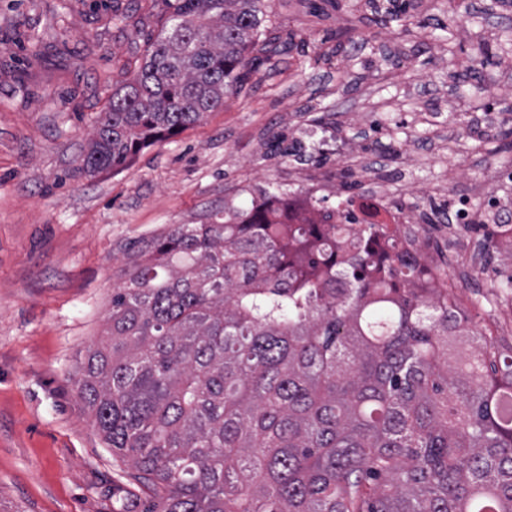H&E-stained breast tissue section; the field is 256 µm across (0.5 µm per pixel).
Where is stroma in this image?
I'll return each instance as SVG.
<instances>
[{
  "label": "stroma",
  "mask_w": 512,
  "mask_h": 512,
  "mask_svg": "<svg viewBox=\"0 0 512 512\" xmlns=\"http://www.w3.org/2000/svg\"><path fill=\"white\" fill-rule=\"evenodd\" d=\"M273 0L256 84L126 168L80 158L116 81L132 77L167 0H0V512H112L132 468L100 441L72 379L106 327L129 244L210 224L244 190L280 194L335 156L304 140L331 126L405 186L471 194L512 106V0ZM495 51L476 63L480 42ZM499 86L487 105L482 85ZM465 138L448 155L449 132ZM469 179H456L455 168ZM452 295L470 327L512 320V288L463 270Z\"/></svg>",
  "instance_id": "35a3bbf8"
}]
</instances>
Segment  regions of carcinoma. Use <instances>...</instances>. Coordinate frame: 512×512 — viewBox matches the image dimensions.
<instances>
[{
  "instance_id": "cac0c4a2",
  "label": "carcinoma",
  "mask_w": 512,
  "mask_h": 512,
  "mask_svg": "<svg viewBox=\"0 0 512 512\" xmlns=\"http://www.w3.org/2000/svg\"><path fill=\"white\" fill-rule=\"evenodd\" d=\"M271 0H174L81 156L94 175L224 107ZM264 194L127 250L73 379L142 512H512V353L448 291L326 211Z\"/></svg>"
}]
</instances>
